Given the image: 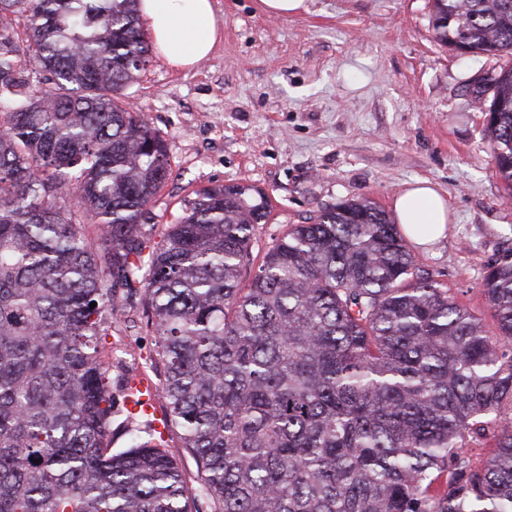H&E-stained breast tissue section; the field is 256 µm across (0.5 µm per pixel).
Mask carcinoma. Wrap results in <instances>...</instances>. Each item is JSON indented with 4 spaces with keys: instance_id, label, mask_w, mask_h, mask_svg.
Returning a JSON list of instances; mask_svg holds the SVG:
<instances>
[{
    "instance_id": "obj_1",
    "label": "carcinoma",
    "mask_w": 512,
    "mask_h": 512,
    "mask_svg": "<svg viewBox=\"0 0 512 512\" xmlns=\"http://www.w3.org/2000/svg\"><path fill=\"white\" fill-rule=\"evenodd\" d=\"M136 2L0 0V512H512V248L483 280L491 333L369 199L290 225L246 282L269 212L241 185L198 189L151 242L172 169L122 100L149 62ZM433 29L512 53V0H433ZM491 80L512 191V66ZM138 292L197 490L112 393L103 343Z\"/></svg>"
}]
</instances>
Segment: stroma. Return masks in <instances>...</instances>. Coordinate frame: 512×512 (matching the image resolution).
<instances>
[{"label": "stroma", "instance_id": "obj_1", "mask_svg": "<svg viewBox=\"0 0 512 512\" xmlns=\"http://www.w3.org/2000/svg\"><path fill=\"white\" fill-rule=\"evenodd\" d=\"M215 13L222 36L209 58L183 71L151 54L125 90L172 166L152 205L158 224L174 222L194 190L238 183L269 202L252 243L260 258L321 208L368 197L389 213L407 184L426 180L448 222L439 243L414 253L492 324L482 283L512 246V200L468 88L496 59L438 42L432 0H307L286 18L261 14L255 0H215ZM126 314L106 340L116 375L152 346L132 325L140 299Z\"/></svg>", "mask_w": 512, "mask_h": 512}]
</instances>
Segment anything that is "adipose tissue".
I'll list each match as a JSON object with an SVG mask.
<instances>
[{
	"label": "adipose tissue",
	"instance_id": "ef3b65f1",
	"mask_svg": "<svg viewBox=\"0 0 512 512\" xmlns=\"http://www.w3.org/2000/svg\"><path fill=\"white\" fill-rule=\"evenodd\" d=\"M138 10L159 55L173 68H194L220 39L214 0H138ZM393 209L405 234L421 244L438 241L448 222L447 201L424 180L399 194Z\"/></svg>",
	"mask_w": 512,
	"mask_h": 512
}]
</instances>
